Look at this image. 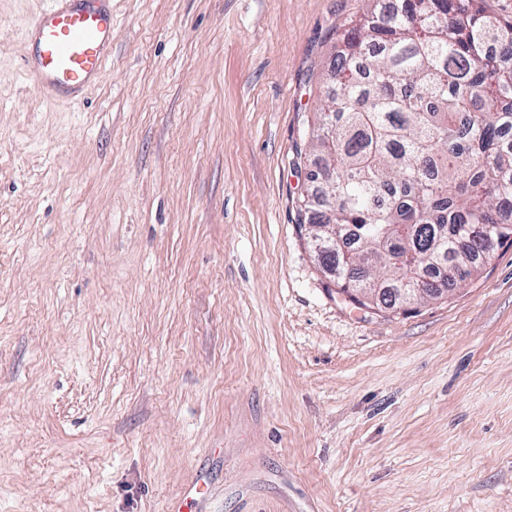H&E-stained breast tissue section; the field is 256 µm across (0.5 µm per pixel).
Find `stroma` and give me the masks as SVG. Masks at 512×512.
<instances>
[{
  "instance_id": "1",
  "label": "stroma",
  "mask_w": 512,
  "mask_h": 512,
  "mask_svg": "<svg viewBox=\"0 0 512 512\" xmlns=\"http://www.w3.org/2000/svg\"><path fill=\"white\" fill-rule=\"evenodd\" d=\"M0 0V512H512V246L373 313L293 164L370 0H112L45 103Z\"/></svg>"
}]
</instances>
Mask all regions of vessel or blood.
I'll return each instance as SVG.
<instances>
[{
  "instance_id": "obj_1",
  "label": "vessel or blood",
  "mask_w": 512,
  "mask_h": 512,
  "mask_svg": "<svg viewBox=\"0 0 512 512\" xmlns=\"http://www.w3.org/2000/svg\"><path fill=\"white\" fill-rule=\"evenodd\" d=\"M23 68L51 100L82 92L103 76L112 50V0H49L33 20Z\"/></svg>"
}]
</instances>
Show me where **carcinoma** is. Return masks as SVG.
Wrapping results in <instances>:
<instances>
[{
  "label": "carcinoma",
  "mask_w": 512,
  "mask_h": 512,
  "mask_svg": "<svg viewBox=\"0 0 512 512\" xmlns=\"http://www.w3.org/2000/svg\"><path fill=\"white\" fill-rule=\"evenodd\" d=\"M481 3L375 6L334 55L296 148L297 223L351 232L341 292L401 288L410 272V288H454L512 245V18Z\"/></svg>",
  "instance_id": "cac0c4a2"
}]
</instances>
